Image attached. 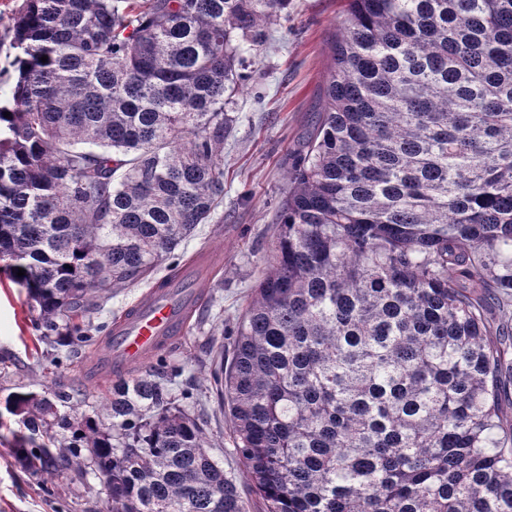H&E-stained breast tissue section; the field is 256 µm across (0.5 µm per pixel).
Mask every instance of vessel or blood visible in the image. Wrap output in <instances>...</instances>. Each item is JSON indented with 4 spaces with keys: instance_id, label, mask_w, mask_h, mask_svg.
Listing matches in <instances>:
<instances>
[{
    "instance_id": "1",
    "label": "vessel or blood",
    "mask_w": 512,
    "mask_h": 512,
    "mask_svg": "<svg viewBox=\"0 0 512 512\" xmlns=\"http://www.w3.org/2000/svg\"><path fill=\"white\" fill-rule=\"evenodd\" d=\"M221 259L208 252L187 266L186 281L153 288L130 310L115 319L102 341L104 351L93 359L102 377L140 366L162 348L180 339L189 329L201 303V294L190 281L197 272H211Z\"/></svg>"
}]
</instances>
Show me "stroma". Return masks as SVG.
Masks as SVG:
<instances>
[{"instance_id":"1","label":"stroma","mask_w":512,"mask_h":512,"mask_svg":"<svg viewBox=\"0 0 512 512\" xmlns=\"http://www.w3.org/2000/svg\"><path fill=\"white\" fill-rule=\"evenodd\" d=\"M19 3L0 0V97L15 80L10 40ZM345 7L344 0H288L287 17L268 24L267 42L244 49L249 77L234 97L237 121L224 142V203L212 223L199 225L177 249L188 261L217 251L222 264L201 287L202 305L189 334L162 356L179 366L174 387L192 393L211 453L249 499V512H262L261 504L234 453L229 421L218 410L210 359L218 352L232 356L237 323L269 265L277 209L288 192L285 170L315 120L330 62L328 41ZM25 311V291L0 279V512H106L93 476L71 475L52 485L14 463L7 437L18 423L3 401L16 387L40 392L58 380L86 382L89 397L81 409L89 414L100 411L112 388L111 380L91 372L92 347L72 356L37 341Z\"/></svg>"}]
</instances>
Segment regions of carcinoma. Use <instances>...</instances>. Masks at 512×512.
I'll return each instance as SVG.
<instances>
[{
    "mask_svg": "<svg viewBox=\"0 0 512 512\" xmlns=\"http://www.w3.org/2000/svg\"><path fill=\"white\" fill-rule=\"evenodd\" d=\"M288 0H22L0 270L77 354L224 201L243 44ZM273 257L213 379L265 512H512V0H347ZM46 61H41L42 56ZM10 113L4 117V113ZM25 275L17 276L18 269ZM162 360L7 395L16 463L108 512H248Z\"/></svg>",
    "mask_w": 512,
    "mask_h": 512,
    "instance_id": "carcinoma-1",
    "label": "carcinoma"
}]
</instances>
